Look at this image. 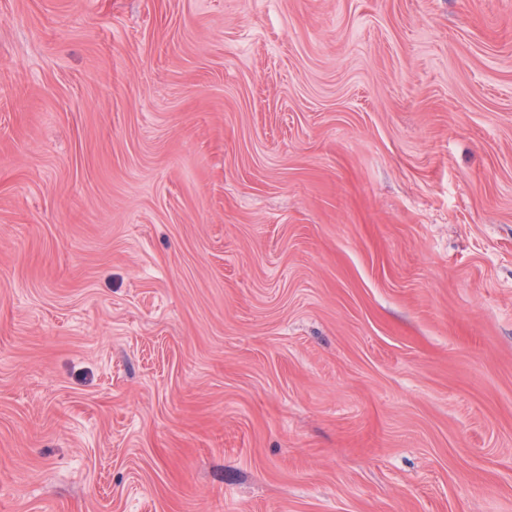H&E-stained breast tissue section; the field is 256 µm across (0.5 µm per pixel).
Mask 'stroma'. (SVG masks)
Segmentation results:
<instances>
[{
	"instance_id": "1",
	"label": "stroma",
	"mask_w": 512,
	"mask_h": 512,
	"mask_svg": "<svg viewBox=\"0 0 512 512\" xmlns=\"http://www.w3.org/2000/svg\"><path fill=\"white\" fill-rule=\"evenodd\" d=\"M0 512H512V0H0Z\"/></svg>"
}]
</instances>
